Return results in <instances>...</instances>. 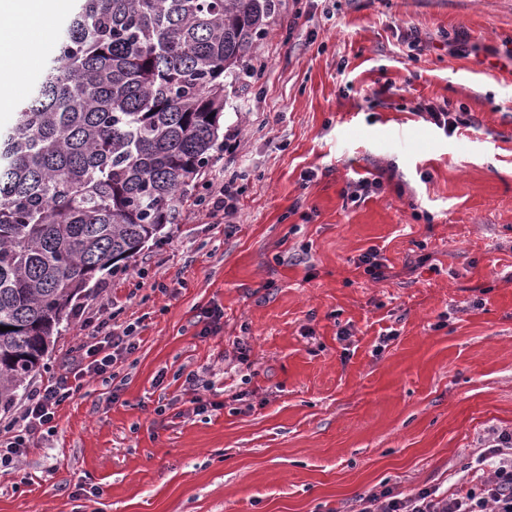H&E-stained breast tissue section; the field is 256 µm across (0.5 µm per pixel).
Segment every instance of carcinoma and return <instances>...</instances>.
Instances as JSON below:
<instances>
[{
  "instance_id": "cac0c4a2",
  "label": "carcinoma",
  "mask_w": 512,
  "mask_h": 512,
  "mask_svg": "<svg viewBox=\"0 0 512 512\" xmlns=\"http://www.w3.org/2000/svg\"><path fill=\"white\" fill-rule=\"evenodd\" d=\"M272 0H74L57 51L0 129V406L74 302L180 216Z\"/></svg>"
}]
</instances>
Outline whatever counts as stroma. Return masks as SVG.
Instances as JSON below:
<instances>
[{
	"instance_id": "35a3bbf8",
	"label": "stroma",
	"mask_w": 512,
	"mask_h": 512,
	"mask_svg": "<svg viewBox=\"0 0 512 512\" xmlns=\"http://www.w3.org/2000/svg\"><path fill=\"white\" fill-rule=\"evenodd\" d=\"M266 30L213 163L242 174L236 213L207 220L204 173L84 293L34 380L109 301L137 348L0 475V512H358L385 487L449 488L512 431V0H275ZM370 248L387 279L357 268ZM213 303L222 329L200 336ZM191 371L217 409L192 413ZM428 120L439 128L444 129L447 133L454 131L459 124H463L464 120L458 113L449 112L443 107H435L429 105L425 108Z\"/></svg>"
}]
</instances>
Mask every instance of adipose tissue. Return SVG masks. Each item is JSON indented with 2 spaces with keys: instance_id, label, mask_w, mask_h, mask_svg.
<instances>
[{
  "instance_id": "adipose-tissue-1",
  "label": "adipose tissue",
  "mask_w": 512,
  "mask_h": 512,
  "mask_svg": "<svg viewBox=\"0 0 512 512\" xmlns=\"http://www.w3.org/2000/svg\"><path fill=\"white\" fill-rule=\"evenodd\" d=\"M66 7V0H0V46L11 51L10 60L0 63V105L20 84L27 65L37 60Z\"/></svg>"
}]
</instances>
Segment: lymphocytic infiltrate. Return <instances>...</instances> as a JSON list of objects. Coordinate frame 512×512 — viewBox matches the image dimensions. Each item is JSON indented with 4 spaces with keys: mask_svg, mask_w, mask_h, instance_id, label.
Masks as SVG:
<instances>
[{
    "mask_svg": "<svg viewBox=\"0 0 512 512\" xmlns=\"http://www.w3.org/2000/svg\"><path fill=\"white\" fill-rule=\"evenodd\" d=\"M122 313L110 302L86 322L73 374L30 388L16 416L0 426V470L14 468L35 441L54 436L58 412L78 392V380L116 378L118 361L137 347L136 327ZM491 445L492 453L463 467L453 492L433 487L399 497L384 490L365 499L360 512H512V433H498Z\"/></svg>",
    "mask_w": 512,
    "mask_h": 512,
    "instance_id": "lymphocytic-infiltrate-1",
    "label": "lymphocytic infiltrate"
}]
</instances>
